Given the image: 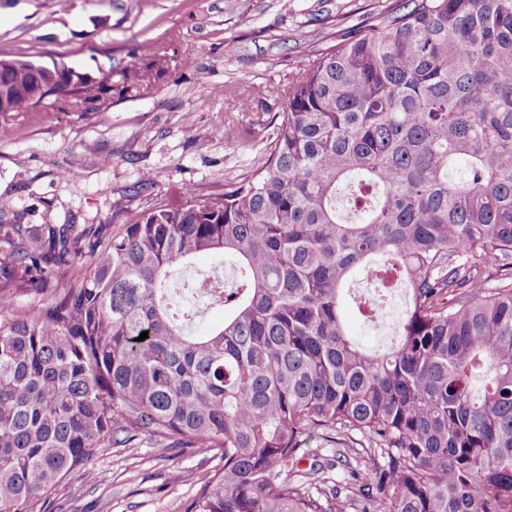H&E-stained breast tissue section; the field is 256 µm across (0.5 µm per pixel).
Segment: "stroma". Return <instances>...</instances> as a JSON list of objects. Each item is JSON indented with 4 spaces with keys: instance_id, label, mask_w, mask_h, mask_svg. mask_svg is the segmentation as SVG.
<instances>
[{
    "instance_id": "35a3bbf8",
    "label": "stroma",
    "mask_w": 512,
    "mask_h": 512,
    "mask_svg": "<svg viewBox=\"0 0 512 512\" xmlns=\"http://www.w3.org/2000/svg\"><path fill=\"white\" fill-rule=\"evenodd\" d=\"M397 0H0V59L110 74L102 108L0 112V215L20 224L119 226L173 186L222 193L265 160L239 129L275 124L290 78L338 30ZM258 87L252 111L225 85ZM148 187H141L142 177ZM208 448H167L142 434L103 444L92 476L75 473L47 512H184Z\"/></svg>"
}]
</instances>
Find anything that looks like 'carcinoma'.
Returning <instances> with one entry per match:
<instances>
[{
  "label": "carcinoma",
  "mask_w": 512,
  "mask_h": 512,
  "mask_svg": "<svg viewBox=\"0 0 512 512\" xmlns=\"http://www.w3.org/2000/svg\"><path fill=\"white\" fill-rule=\"evenodd\" d=\"M42 79L70 106L112 95L24 60L0 94L38 112ZM277 119L222 194L177 185L109 235L0 220V512H38L95 448L143 432L218 451L185 512H333L322 468L287 474L314 435L373 460L349 471L352 512H512V0H401L336 32ZM201 254L234 280L173 279ZM379 269L359 315L382 321L395 288L407 308L370 351L342 305ZM207 284L228 314L192 335L173 293Z\"/></svg>",
  "instance_id": "obj_1"
}]
</instances>
